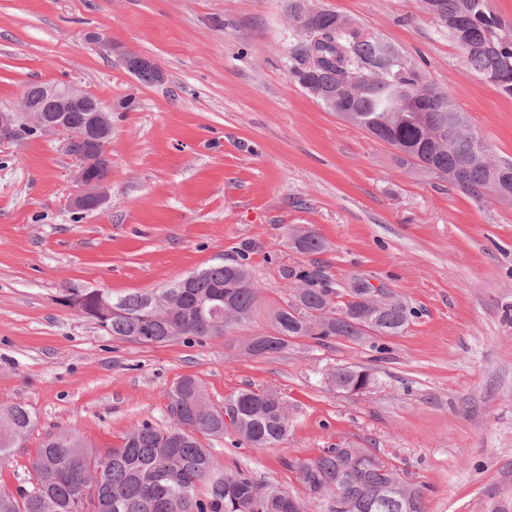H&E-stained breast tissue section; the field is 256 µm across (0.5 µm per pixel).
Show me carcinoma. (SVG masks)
<instances>
[{"label": "carcinoma", "instance_id": "obj_1", "mask_svg": "<svg viewBox=\"0 0 512 512\" xmlns=\"http://www.w3.org/2000/svg\"><path fill=\"white\" fill-rule=\"evenodd\" d=\"M435 20L463 51L469 68L512 95V34L503 33L489 0H437ZM346 17L326 10L314 20L315 41L293 51L291 74L304 87L310 82L335 87L363 72L381 77L354 90L357 111L348 123L393 148L406 147L404 165L426 171L430 165L455 175L453 186L480 201L489 194L512 196V161L496 159L456 100L436 87L418 99L416 112H388L404 94L427 82L424 72L400 50L389 52L385 39L346 25ZM292 248L307 261L282 270L291 290L286 306L272 316L273 333L248 345L265 357L289 338H308L325 346L332 340L359 342L397 336L414 311L386 297L363 277L338 288L314 259L325 245L312 230L292 234ZM259 288L245 255L205 268L185 284L144 294L112 298L107 334L142 344L201 343L253 319ZM374 382L367 370L338 365L329 380L354 393L361 380ZM234 413L239 442L252 448H281L288 441V402L275 389H245L216 406L200 381L181 377L172 390L173 424L149 422L133 427L122 446L91 448L75 433L48 437L32 463L30 488L0 487V512H300V498L288 489L226 468L201 438L224 436V413ZM35 428L20 405L0 407V462ZM311 498L333 497L332 512H423L422 493L399 471L359 448H328L317 458L293 465Z\"/></svg>", "mask_w": 512, "mask_h": 512}]
</instances>
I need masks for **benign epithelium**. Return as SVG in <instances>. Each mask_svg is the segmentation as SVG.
<instances>
[{
    "label": "benign epithelium",
    "instance_id": "benign-epithelium-1",
    "mask_svg": "<svg viewBox=\"0 0 512 512\" xmlns=\"http://www.w3.org/2000/svg\"><path fill=\"white\" fill-rule=\"evenodd\" d=\"M323 12L318 0H301L292 11L295 29L303 34L312 30V21ZM122 66L135 75L144 69H151L156 73L159 81H164L165 74L162 67L153 59L133 51L120 52ZM309 93L316 100L331 106L337 112H347L349 108L339 102L336 90L315 83L307 86ZM50 106L53 112H85L87 113L86 132L98 136L97 150L103 159L111 158L108 149L112 138V107L104 105L87 94L81 87L69 83L47 84L42 87V99L36 101L23 96L17 108H0V131L18 133L20 131L39 132L44 136H59L63 147H68L75 138V132L66 129L63 123H53L43 126L39 123V113ZM98 157V158H100ZM98 158L90 153H82L74 160L77 163L76 180L79 185L78 193L71 199L70 205L78 211H87L91 208L99 209L106 201V188L109 176L101 178L91 176L90 167L96 165ZM85 294H69L64 298V304L74 311L85 315L97 324H106L112 320V297L110 294L99 291L95 295L94 305L90 306Z\"/></svg>",
    "mask_w": 512,
    "mask_h": 512
}]
</instances>
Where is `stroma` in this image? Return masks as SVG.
I'll use <instances>...</instances> for the list:
<instances>
[{
	"label": "stroma",
	"instance_id": "obj_1",
	"mask_svg": "<svg viewBox=\"0 0 512 512\" xmlns=\"http://www.w3.org/2000/svg\"><path fill=\"white\" fill-rule=\"evenodd\" d=\"M289 0H0V107L33 83L73 82L112 106L108 200L68 206L75 163L58 139L0 144V406L36 417L0 462V486L27 485L46 437L120 446L142 422L171 423V389L199 378L211 401L275 388L292 420L286 447L210 443L226 467L299 490L289 464L360 448L423 492L425 512H512V202L482 203L400 165L291 77L302 40ZM360 31L422 61L496 157L512 159V96L475 75L422 0H320ZM104 33L107 51L85 40ZM156 60L144 85L116 52ZM312 229L334 282L355 276L411 307L407 329L354 343L289 340L255 357L289 297L283 268ZM246 254L261 291L248 324L204 343L109 336L66 307L71 292L149 293ZM369 369L351 394L336 365ZM361 379H364L365 382L369 380L370 385L374 382V376L367 370L357 369L353 366L347 365H338L335 369L330 373L329 380L334 385H336V389L341 391H345L351 394L362 393L365 390L369 389L368 382L361 383L358 386V391H354L352 388L354 385L360 383ZM364 390V391H362ZM361 391V392H359Z\"/></svg>",
	"mask_w": 512,
	"mask_h": 512
}]
</instances>
